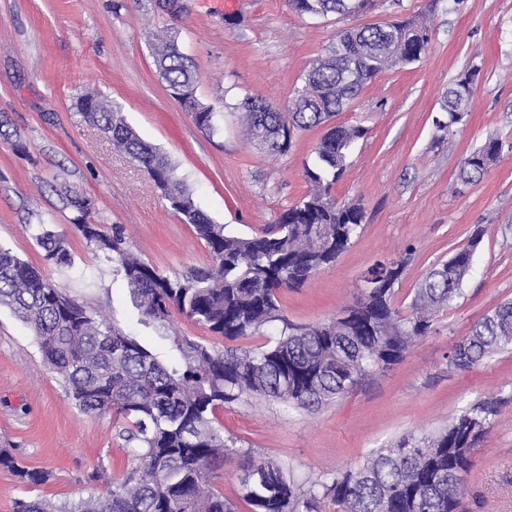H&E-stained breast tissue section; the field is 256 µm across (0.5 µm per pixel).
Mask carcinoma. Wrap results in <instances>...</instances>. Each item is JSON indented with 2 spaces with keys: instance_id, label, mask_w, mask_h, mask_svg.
I'll use <instances>...</instances> for the list:
<instances>
[{
  "instance_id": "1",
  "label": "carcinoma",
  "mask_w": 512,
  "mask_h": 512,
  "mask_svg": "<svg viewBox=\"0 0 512 512\" xmlns=\"http://www.w3.org/2000/svg\"><path fill=\"white\" fill-rule=\"evenodd\" d=\"M370 0H289L300 15L356 16ZM397 41V50L389 49ZM429 27L416 18L342 29L328 53L304 74L293 90L292 108L276 112L266 100L247 96L244 111L252 142L270 153L288 150L295 130L326 126L356 99L362 88L390 67L407 66L429 49ZM160 77L195 124L215 130V113L196 96L188 56L169 31L153 43ZM479 70L460 73L444 93L436 127L451 132L457 114L466 112L472 94L464 86ZM84 121L108 134L112 144L150 170L169 207L191 225L211 257L209 270L169 277L132 253L117 230L89 221L91 200L66 191V205L77 212L74 226L94 253L112 262L138 303L142 321L163 325L176 310L215 336L234 341L282 320L279 293L302 286L346 250L364 224L359 205L338 207L331 189L346 169L350 146L365 136L359 126H333L316 148L313 166H305L308 194L281 214L276 224L251 237L225 233L201 210L176 175L169 156L142 140L121 112L96 95L77 103ZM499 153L487 139L460 168L467 185L484 175ZM35 239L44 259L71 264L67 239L39 225ZM479 244L456 253L434 268L416 288L410 316L392 306L390 288L365 293L329 321L305 329L284 325L270 346L218 350L184 336L173 337L176 356L167 360L134 337L111 326L59 291L35 267L0 247V305L9 307L35 337L44 361L62 379L80 412L123 420L128 464L103 494L72 504L22 499L16 512H235L213 487L212 466L235 441L224 437L216 411L242 397H257L314 410L356 387L376 368L398 362L412 340L431 327L434 315L461 293L465 270ZM512 346V301L499 304L477 321L450 357L467 370L493 352ZM498 413L495 400L457 417L424 445L408 440L372 456L366 464L330 484H319L342 512H459L464 474L478 440L473 426L487 432ZM0 467L23 483L41 485L44 471L30 470L0 451ZM263 476L240 481V499L250 512H300L309 500L271 461L252 466Z\"/></svg>"
}]
</instances>
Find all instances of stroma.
I'll return each instance as SVG.
<instances>
[{
    "mask_svg": "<svg viewBox=\"0 0 512 512\" xmlns=\"http://www.w3.org/2000/svg\"><path fill=\"white\" fill-rule=\"evenodd\" d=\"M418 14L431 31L426 55L383 71L333 119L366 130L332 189L337 205L363 207L360 236L333 265L282 294V321L239 344L269 345L283 323L336 317L357 301L378 261H403L394 303L410 314L427 274L475 232L482 240L460 296L398 364L313 411L252 397L218 411L225 435L239 444L215 469V487L236 512H249L239 478L259 460H272L306 491L359 469L379 449L434 436L492 398L499 414L472 453L460 512H512V349L465 371L449 363L473 324L512 300V0H377L356 18L302 17L288 0H237L233 8L189 0L177 24L155 0H0V246L164 357L174 334L219 349L225 340L176 311L166 326L143 323L125 281L77 234L65 192L88 197L91 222L121 227L128 247L168 276L208 268L207 248L148 171L82 120L77 99L98 94L119 106L143 140L170 156L197 205L227 232L248 237L306 194L304 167L314 163L324 130L294 131L286 152H265L250 141L238 101L289 103L340 29ZM173 26L195 66L196 96L216 114L214 133L196 126L156 71L152 44ZM473 66L480 76L464 120L452 134L438 131L442 92ZM490 137L500 142L498 159L480 180L462 184L464 158ZM41 224L66 236L70 266L44 260L34 239ZM1 450L49 479L31 488L0 468V512H15L16 501L32 495L60 504L91 487L105 491L94 473L119 475L127 466L118 425L76 408L31 331L5 306Z\"/></svg>",
    "mask_w": 512,
    "mask_h": 512,
    "instance_id": "35a3bbf8",
    "label": "stroma"
}]
</instances>
